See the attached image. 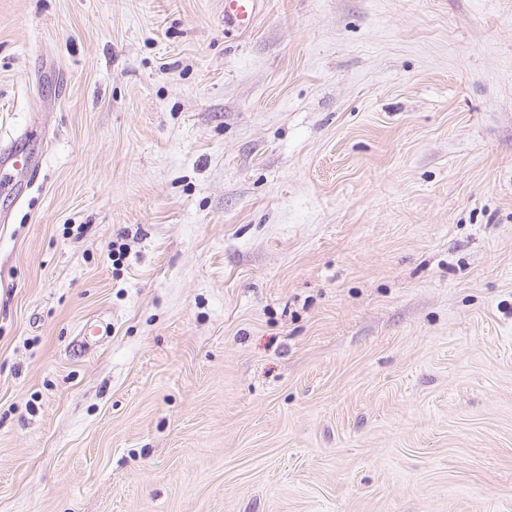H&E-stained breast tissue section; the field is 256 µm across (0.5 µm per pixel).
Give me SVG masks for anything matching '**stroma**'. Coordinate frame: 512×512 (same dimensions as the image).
Here are the masks:
<instances>
[{"label":"stroma","mask_w":512,"mask_h":512,"mask_svg":"<svg viewBox=\"0 0 512 512\" xmlns=\"http://www.w3.org/2000/svg\"><path fill=\"white\" fill-rule=\"evenodd\" d=\"M17 144L0 512H512V0H0ZM262 0H224V28L244 32L254 24Z\"/></svg>","instance_id":"35a3bbf8"}]
</instances>
